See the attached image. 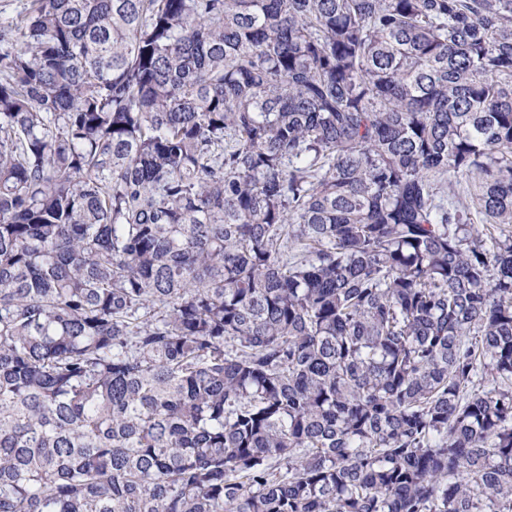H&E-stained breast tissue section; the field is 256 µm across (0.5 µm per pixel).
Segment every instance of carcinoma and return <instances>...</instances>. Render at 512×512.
Instances as JSON below:
<instances>
[{"label": "carcinoma", "instance_id": "1", "mask_svg": "<svg viewBox=\"0 0 512 512\" xmlns=\"http://www.w3.org/2000/svg\"><path fill=\"white\" fill-rule=\"evenodd\" d=\"M511 226L512 0H29L0 512H512Z\"/></svg>", "mask_w": 512, "mask_h": 512}]
</instances>
